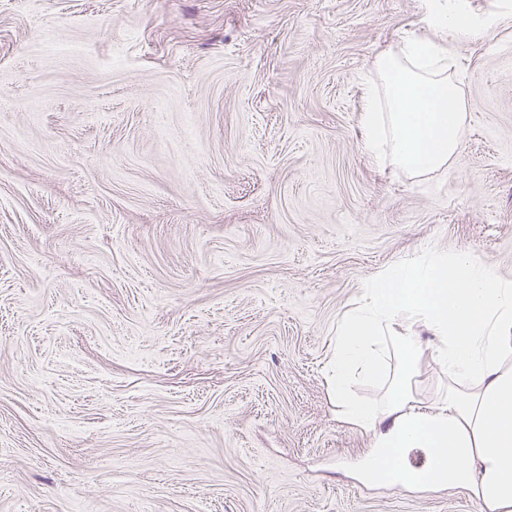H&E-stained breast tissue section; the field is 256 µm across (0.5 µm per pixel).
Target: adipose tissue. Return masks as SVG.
<instances>
[{"label":"adipose tissue","mask_w":512,"mask_h":512,"mask_svg":"<svg viewBox=\"0 0 512 512\" xmlns=\"http://www.w3.org/2000/svg\"><path fill=\"white\" fill-rule=\"evenodd\" d=\"M420 325L435 337L448 376L447 389L431 400L414 388ZM392 352L399 365L389 377ZM380 379L387 383L381 402L352 390ZM328 387L340 418L371 434L369 473L377 484L467 486L486 512H512V279L466 251L413 256L372 276L341 326ZM407 448L427 449L441 467L403 469Z\"/></svg>","instance_id":"ef3b65f1"}]
</instances>
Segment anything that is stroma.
<instances>
[{
	"mask_svg": "<svg viewBox=\"0 0 512 512\" xmlns=\"http://www.w3.org/2000/svg\"><path fill=\"white\" fill-rule=\"evenodd\" d=\"M0 0V512H475L364 484L327 386L403 257L512 278V0ZM413 35L468 107L449 167L372 164ZM417 392L448 385L421 333Z\"/></svg>",
	"mask_w": 512,
	"mask_h": 512,
	"instance_id": "1",
	"label": "stroma"
}]
</instances>
